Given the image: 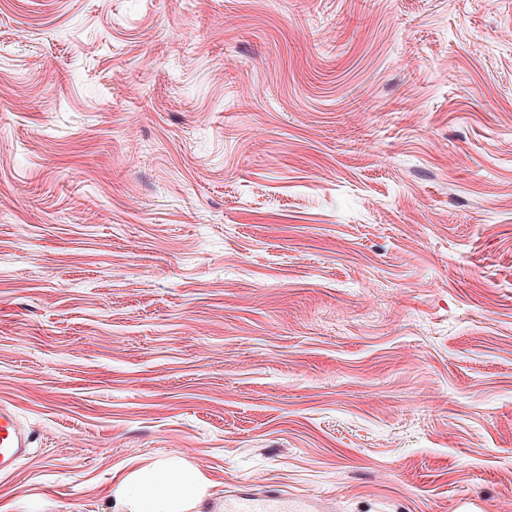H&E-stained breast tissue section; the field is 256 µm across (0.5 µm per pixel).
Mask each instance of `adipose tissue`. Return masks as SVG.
<instances>
[{
	"label": "adipose tissue",
	"instance_id": "ef3b65f1",
	"mask_svg": "<svg viewBox=\"0 0 512 512\" xmlns=\"http://www.w3.org/2000/svg\"><path fill=\"white\" fill-rule=\"evenodd\" d=\"M205 490L197 471L171 458L124 479L112 495L122 512H189Z\"/></svg>",
	"mask_w": 512,
	"mask_h": 512
}]
</instances>
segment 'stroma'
I'll return each mask as SVG.
<instances>
[{"label": "stroma", "mask_w": 512, "mask_h": 512, "mask_svg": "<svg viewBox=\"0 0 512 512\" xmlns=\"http://www.w3.org/2000/svg\"><path fill=\"white\" fill-rule=\"evenodd\" d=\"M0 403V512H512V0H0ZM30 434L15 409L0 404V477L8 476L25 459L31 448ZM205 490L197 471L171 458L124 479L112 495L121 512H187ZM221 508L224 512H311L309 500L292 499L274 486L260 493L226 495Z\"/></svg>", "instance_id": "1"}]
</instances>
